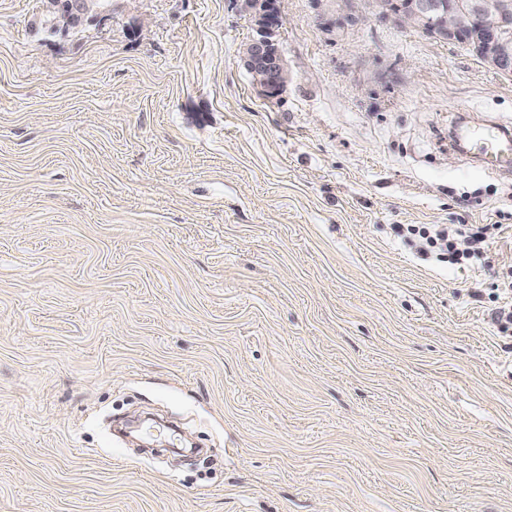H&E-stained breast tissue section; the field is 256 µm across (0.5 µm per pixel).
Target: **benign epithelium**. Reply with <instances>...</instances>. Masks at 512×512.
I'll return each instance as SVG.
<instances>
[{"label":"benign epithelium","mask_w":512,"mask_h":512,"mask_svg":"<svg viewBox=\"0 0 512 512\" xmlns=\"http://www.w3.org/2000/svg\"><path fill=\"white\" fill-rule=\"evenodd\" d=\"M240 11L254 19L255 38L242 54L255 82L266 93L279 92L288 80L284 55L270 38L277 21V0H236ZM376 10L393 16L409 29L474 50L489 66L512 75V0H374ZM64 21L61 32L87 19L109 17L102 0H49Z\"/></svg>","instance_id":"7a95c632"}]
</instances>
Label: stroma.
I'll use <instances>...</instances> for the list:
<instances>
[{
  "label": "stroma",
  "instance_id": "obj_1",
  "mask_svg": "<svg viewBox=\"0 0 512 512\" xmlns=\"http://www.w3.org/2000/svg\"><path fill=\"white\" fill-rule=\"evenodd\" d=\"M267 96L236 0H0V512H512V75L281 0ZM404 224L501 225L486 259ZM176 424L171 466L119 418ZM104 0H49V8L58 13L64 26L57 33H66L69 27H76L87 19L109 17L110 3L103 6ZM453 141L454 146L463 153L477 148L482 165L488 171L500 172L512 168V131L506 126H466Z\"/></svg>",
  "mask_w": 512,
  "mask_h": 512
}]
</instances>
